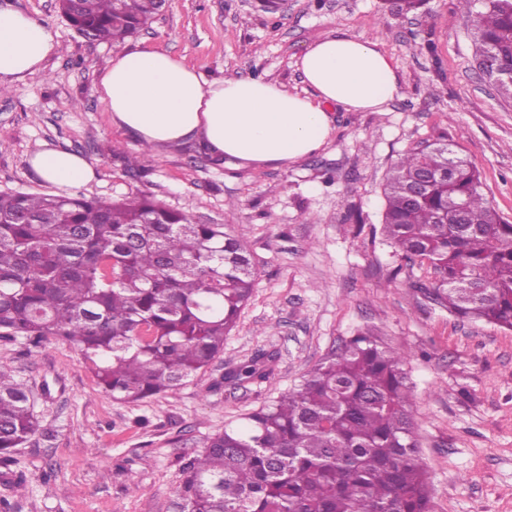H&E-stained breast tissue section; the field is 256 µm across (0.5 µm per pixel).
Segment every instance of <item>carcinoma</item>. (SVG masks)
Returning <instances> with one entry per match:
<instances>
[{
    "instance_id": "carcinoma-1",
    "label": "carcinoma",
    "mask_w": 512,
    "mask_h": 512,
    "mask_svg": "<svg viewBox=\"0 0 512 512\" xmlns=\"http://www.w3.org/2000/svg\"><path fill=\"white\" fill-rule=\"evenodd\" d=\"M478 67L512 97V0H464ZM76 32L121 42L164 0H59ZM383 231L427 262L429 298L512 329V224L446 143L407 150L384 186ZM244 234L145 197L0 194V339L56 341L136 402L178 390L223 351L251 297ZM406 350L360 333L274 403L224 426L183 468L182 512H432ZM265 357L230 374L264 378ZM31 391L0 366V463L36 434Z\"/></svg>"
}]
</instances>
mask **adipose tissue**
<instances>
[{"label":"adipose tissue","instance_id":"ef3b65f1","mask_svg":"<svg viewBox=\"0 0 512 512\" xmlns=\"http://www.w3.org/2000/svg\"><path fill=\"white\" fill-rule=\"evenodd\" d=\"M57 47L51 24L0 7V84L41 72ZM296 66L306 85L301 93L261 78L208 81L165 50H134L102 72L99 100L114 125L148 146L196 141L228 166L287 167L328 142L333 109L379 112L398 92L393 59L369 39L328 36ZM29 163L63 191L94 177L86 158L64 149L40 147Z\"/></svg>","mask_w":512,"mask_h":512}]
</instances>
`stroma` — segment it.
Here are the masks:
<instances>
[{
    "mask_svg": "<svg viewBox=\"0 0 512 512\" xmlns=\"http://www.w3.org/2000/svg\"><path fill=\"white\" fill-rule=\"evenodd\" d=\"M0 6L50 23L60 42L42 72L0 95V193H55L28 159L42 144L67 149L95 170L80 194L148 195L198 224L244 226L256 269L223 353L173 393L120 401L65 344L1 339L0 364L31 390L40 424L15 464L0 465V497L13 512H181L182 467L209 437L367 331L411 355L433 512H512V330L430 302L432 268L402 259L381 232L390 168L437 140L471 161L483 194L512 222V99L475 67L463 0L408 12L388 0H288L271 13L258 0H168L121 44L79 35L57 0ZM336 31L377 41L398 65L399 93L381 112H335L326 145L286 168L231 169L194 143L144 150L95 91L112 57L145 47L210 80L262 77L300 90L297 59ZM427 39L433 50L423 49ZM134 153L137 171L127 164ZM260 354L271 358L266 378L228 380Z\"/></svg>",
    "mask_w": 512,
    "mask_h": 512,
    "instance_id": "obj_1",
    "label": "stroma"
}]
</instances>
